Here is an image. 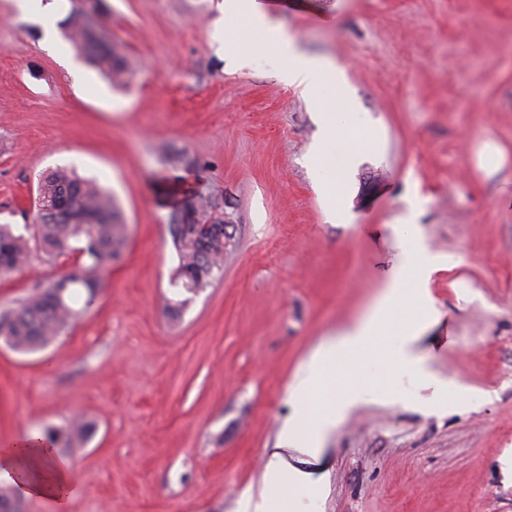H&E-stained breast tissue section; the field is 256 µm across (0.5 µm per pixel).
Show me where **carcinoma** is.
Wrapping results in <instances>:
<instances>
[{
    "label": "carcinoma",
    "mask_w": 512,
    "mask_h": 512,
    "mask_svg": "<svg viewBox=\"0 0 512 512\" xmlns=\"http://www.w3.org/2000/svg\"><path fill=\"white\" fill-rule=\"evenodd\" d=\"M100 15L99 4L90 12L78 11L63 31L64 37L109 80L125 85L131 76L128 61L106 38ZM212 208L211 199L194 194L171 214L169 231L179 254L172 284L188 294L171 308L174 314L223 272V225H212L208 235L196 229L199 216ZM126 237L127 225L112 195L96 182L67 169L47 175L38 187L32 234L25 236L0 224V276L28 265L34 246L49 256L77 252L88 264L1 309L0 341L20 353L51 345L79 316L75 307L79 294H84V305H89L97 294L100 275L122 260ZM92 430L91 423L75 420L64 429H47L45 437L54 447L75 448ZM18 499L13 487L0 485V512H21Z\"/></svg>",
    "instance_id": "obj_1"
}]
</instances>
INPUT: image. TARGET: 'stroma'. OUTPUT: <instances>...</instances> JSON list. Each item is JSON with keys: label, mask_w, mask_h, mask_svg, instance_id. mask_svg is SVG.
Here are the masks:
<instances>
[{"label": "stroma", "mask_w": 512, "mask_h": 512, "mask_svg": "<svg viewBox=\"0 0 512 512\" xmlns=\"http://www.w3.org/2000/svg\"><path fill=\"white\" fill-rule=\"evenodd\" d=\"M269 26L343 66L353 120L342 180L314 156L321 129L278 55L233 39L224 0H102L130 62L110 84L0 0V224L24 232L59 168L95 180L128 227L97 300L44 351L0 343V443L74 419L61 449L77 477L66 512H238L264 486L284 422L311 413L289 389L311 354L362 317L401 254L411 194L447 258L427 283L442 313L417 347L447 393L385 358L417 319L411 293L328 394L363 401L310 458L322 480L287 493L310 512H512V0H260ZM195 161L175 170L165 154ZM201 192L230 224L224 270L186 299L169 233ZM33 254L0 278V307L81 267ZM187 305L179 318L169 308ZM92 430L93 426L90 422L75 420L64 429L48 428L45 431V437L53 447L75 448L87 440Z\"/></svg>", "instance_id": "35a3bbf8"}]
</instances>
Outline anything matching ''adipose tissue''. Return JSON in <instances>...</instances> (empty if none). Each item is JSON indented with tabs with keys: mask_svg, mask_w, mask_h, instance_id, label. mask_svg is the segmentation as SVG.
Wrapping results in <instances>:
<instances>
[{
	"mask_svg": "<svg viewBox=\"0 0 512 512\" xmlns=\"http://www.w3.org/2000/svg\"><path fill=\"white\" fill-rule=\"evenodd\" d=\"M224 7L244 16L247 21L246 28L238 31V38H249L256 31L265 32L266 38L262 45L274 50L285 60L282 78L288 85L305 94L324 81L335 82L338 89L335 99H318L314 102L319 112L323 137L326 142H333L349 119V95L342 67L336 61L307 55L300 50L292 33L267 27L257 0H224ZM420 205V199H413L405 215L398 221L400 232L410 249L404 253L383 297L364 318L344 330L337 343L322 348L312 356L294 382L293 394L315 396L324 379L326 366L335 356H342L346 368H356L360 356L371 348L375 337L380 335L389 308L406 288L408 280H416L418 284L415 301L421 313V325L427 326L438 321L439 312L426 292L425 285L443 265L444 259L429 251L418 229L415 215ZM360 403L359 394L347 390L328 401L327 412L321 414L311 428H304L302 418L290 420L281 434L282 445L301 449L313 457L319 455L328 435ZM268 470L272 482L270 491L256 497H243L239 512H278L276 497L283 486L298 488L309 483L304 473L286 468L276 460L270 462ZM2 480L12 483L18 492L27 497L53 500L58 512H65L77 489L70 465L59 459L38 433L26 434L13 444L0 448Z\"/></svg>",
	"mask_w": 512,
	"mask_h": 512,
	"instance_id": "obj_1",
	"label": "adipose tissue"
}]
</instances>
